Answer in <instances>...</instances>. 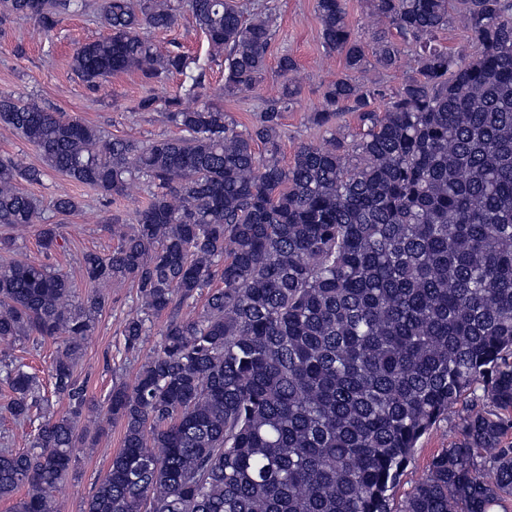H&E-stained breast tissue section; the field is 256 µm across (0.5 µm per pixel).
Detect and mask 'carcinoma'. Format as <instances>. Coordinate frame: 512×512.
I'll return each instance as SVG.
<instances>
[{"label":"carcinoma","instance_id":"carcinoma-1","mask_svg":"<svg viewBox=\"0 0 512 512\" xmlns=\"http://www.w3.org/2000/svg\"><path fill=\"white\" fill-rule=\"evenodd\" d=\"M370 2L385 22L372 33L376 64L395 69L409 51L410 73L390 97L356 81L367 57L344 0H316L322 44L346 72L313 121L354 112L359 134L303 144L287 168L281 112L300 92L288 54L277 96L245 130L221 106L151 94L138 110L164 104L180 135L109 139L0 94V123L44 164L0 159L4 230L40 224L44 251L61 247L51 218L73 214L75 198L45 204L20 188L47 171L105 196L153 188L132 219L112 217L110 253L79 259L85 280L137 288L127 350L153 317L207 292L196 317L169 316L134 383L113 385L103 418L82 426L73 370L106 297L78 298L47 264L0 265V342L65 337L52 378L71 405L29 450L0 453V499L26 489L15 512H56L74 448L114 421L122 448L85 512H494L512 500V0ZM90 10L105 34L75 50L73 67L92 88L126 71L154 83L177 72L184 95L199 96L197 59L148 37L183 13L224 59L229 97L263 81L276 36L269 8L238 0H0L43 34ZM453 12L478 48L470 58L437 41ZM0 375L10 413L29 418L34 376L5 359ZM458 407L462 439L393 510L418 441Z\"/></svg>","mask_w":512,"mask_h":512}]
</instances>
